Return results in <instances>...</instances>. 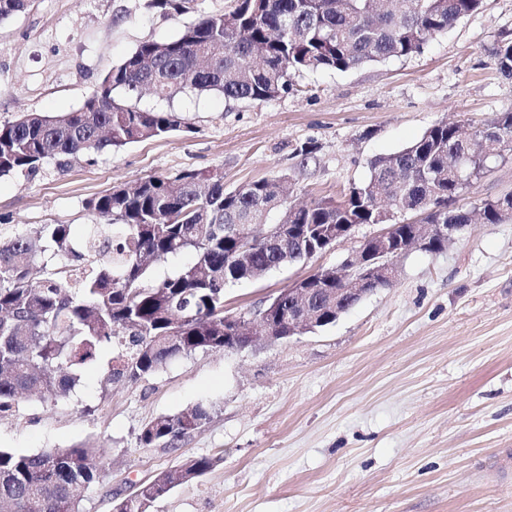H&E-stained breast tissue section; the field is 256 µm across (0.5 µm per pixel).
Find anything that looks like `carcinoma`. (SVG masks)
<instances>
[{
    "instance_id": "obj_1",
    "label": "carcinoma",
    "mask_w": 512,
    "mask_h": 512,
    "mask_svg": "<svg viewBox=\"0 0 512 512\" xmlns=\"http://www.w3.org/2000/svg\"><path fill=\"white\" fill-rule=\"evenodd\" d=\"M195 0H151L180 15ZM483 0H235L228 12L204 15L170 40L145 41L112 68L76 112H21L0 123V178L34 173L60 155L119 150L188 131L178 114L140 108L142 90L169 100L190 89L227 99L264 101L288 93L304 71L346 72L362 64L409 57L477 11ZM28 0H0V22L26 11ZM494 56L512 75V41ZM512 151V112L466 133L440 121L401 151L375 158L369 178L346 200L293 205L282 176L224 188L218 171L184 170L114 186L85 201L104 219L78 235L69 224L35 228L0 244V415L23 398L67 397L81 369L109 349V380L136 381L168 361L224 349V289L263 278L272 268L310 259L334 224H381L378 196L397 199L422 224H469L451 202L488 163ZM486 224L512 216V194L480 208ZM264 241L248 265L225 269V254L253 225ZM184 251L191 263L147 281L153 262ZM197 404L142 429L144 447L174 448L210 419ZM103 449L54 448L35 454L0 448V512H82L78 491L94 483ZM218 463L188 458L141 483L112 512H149L175 486Z\"/></svg>"
}]
</instances>
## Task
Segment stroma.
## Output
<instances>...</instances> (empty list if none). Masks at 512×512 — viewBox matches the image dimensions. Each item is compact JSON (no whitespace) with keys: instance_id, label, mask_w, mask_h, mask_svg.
Listing matches in <instances>:
<instances>
[{"instance_id":"35a3bbf8","label":"stroma","mask_w":512,"mask_h":512,"mask_svg":"<svg viewBox=\"0 0 512 512\" xmlns=\"http://www.w3.org/2000/svg\"><path fill=\"white\" fill-rule=\"evenodd\" d=\"M186 21L148 0H31L0 23V123L78 110L142 42L171 39ZM505 39L512 0H483L419 54L306 72L293 92L270 100L143 94L142 109L179 112L191 131L0 178V239L50 224L81 231L98 221L87 199L185 169L221 171L228 188L284 175L292 201L342 200L368 178L372 159L433 124L474 127L512 111V76L494 60ZM304 146L313 149L306 162L297 154ZM508 193L510 154L456 206L475 214ZM377 231L359 225L310 261L226 288L225 313L256 310L295 280L339 266ZM110 357L83 370L70 398L29 397L0 420L2 449H105L84 512H111L113 494L202 456L217 466L150 512H512V219H474L443 252L411 251L391 287L290 340L195 352L114 384ZM199 402L212 415L177 447L140 444L146 423Z\"/></svg>"}]
</instances>
